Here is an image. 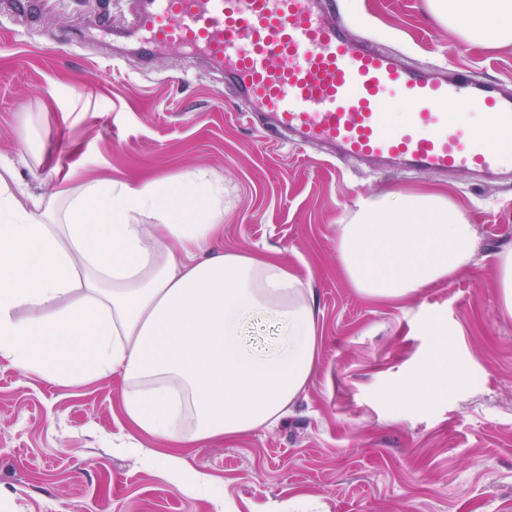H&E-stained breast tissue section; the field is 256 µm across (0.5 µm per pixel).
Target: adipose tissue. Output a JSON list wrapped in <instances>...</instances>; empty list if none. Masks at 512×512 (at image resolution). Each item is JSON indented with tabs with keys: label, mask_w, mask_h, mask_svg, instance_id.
<instances>
[{
	"label": "adipose tissue",
	"mask_w": 512,
	"mask_h": 512,
	"mask_svg": "<svg viewBox=\"0 0 512 512\" xmlns=\"http://www.w3.org/2000/svg\"><path fill=\"white\" fill-rule=\"evenodd\" d=\"M469 43L512 44V0H426ZM169 184L80 180L33 194L0 163V358L26 374L123 382L137 435L163 441L168 480L187 495L184 450L277 423L316 365L312 288L275 256L220 248L224 184L200 170ZM473 224L446 194L385 193L337 227L336 254L359 294L394 301L468 267ZM267 315L266 351L243 340ZM278 334L277 323L272 318L262 315L251 319L243 329L245 343L256 350L270 347L276 341Z\"/></svg>",
	"instance_id": "adipose-tissue-1"
}]
</instances>
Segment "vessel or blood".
<instances>
[{
	"instance_id": "obj_1",
	"label": "vessel or blood",
	"mask_w": 512,
	"mask_h": 512,
	"mask_svg": "<svg viewBox=\"0 0 512 512\" xmlns=\"http://www.w3.org/2000/svg\"><path fill=\"white\" fill-rule=\"evenodd\" d=\"M134 26L144 54L177 46L222 69L225 89L264 136L288 135L346 159H395L415 171L501 170L511 87L405 65L355 39L323 0H145ZM395 99L410 107L398 125L385 110ZM461 106L486 112L489 133L465 127Z\"/></svg>"
}]
</instances>
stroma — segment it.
<instances>
[{
	"instance_id": "35a3bbf8",
	"label": "stroma",
	"mask_w": 512,
	"mask_h": 512,
	"mask_svg": "<svg viewBox=\"0 0 512 512\" xmlns=\"http://www.w3.org/2000/svg\"><path fill=\"white\" fill-rule=\"evenodd\" d=\"M354 37L406 64L446 63L512 81V46L484 48L436 22L425 0H329ZM0 0V159L36 194L80 179L224 180L228 251L271 252L314 289L322 338L305 390L275 425L200 444L171 484L159 460L114 448L122 385L70 386L0 358V512H512V317L495 255L512 245V169L413 172L323 161L319 146L271 143L236 112L222 74L167 49L149 66L123 48L138 0ZM111 16L110 33L96 27ZM448 193L474 225V263L419 296L357 293L336 226L381 192ZM447 342L465 384L405 389Z\"/></svg>"
}]
</instances>
